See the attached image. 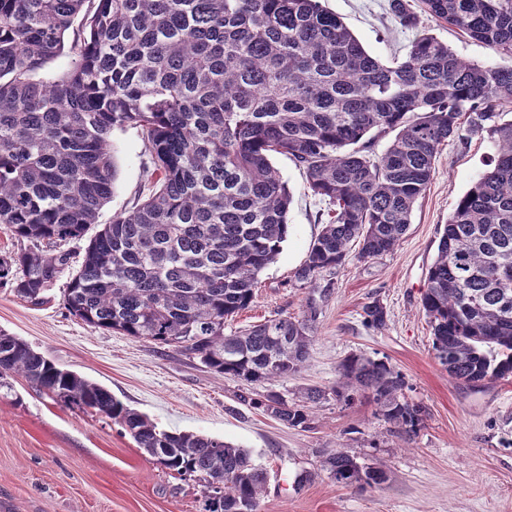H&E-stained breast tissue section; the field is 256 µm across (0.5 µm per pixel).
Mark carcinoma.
<instances>
[{
  "label": "carcinoma",
  "instance_id": "1",
  "mask_svg": "<svg viewBox=\"0 0 512 512\" xmlns=\"http://www.w3.org/2000/svg\"><path fill=\"white\" fill-rule=\"evenodd\" d=\"M389 0L417 30L406 57H373L320 0H0V224L19 243L0 255V285L38 304L71 271L64 305L99 329L176 346L247 383L301 371L318 307L224 333L253 303L262 271L289 232L292 196L270 161L303 168L332 216L294 272L312 285L345 264L392 252L431 180L442 146L487 133L488 169L443 225L421 305L436 357L458 383L512 376V0ZM492 49L501 64L460 58L421 15ZM72 68L37 78L62 53ZM141 129L152 190L112 215L75 256L112 195L110 137ZM393 134L381 153L375 138ZM382 329L378 300L363 307ZM18 374L69 409L103 414L163 468L196 479L204 512H258L269 473L250 451L191 431H167L104 387L63 370L0 330V387ZM388 362L350 355L331 391L290 402L270 389L239 395L290 427L311 405L372 394L408 437L425 409ZM322 468L344 486H379L382 470L342 449ZM221 483L219 498L208 494Z\"/></svg>",
  "mask_w": 512,
  "mask_h": 512
}]
</instances>
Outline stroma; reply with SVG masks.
<instances>
[{"mask_svg": "<svg viewBox=\"0 0 512 512\" xmlns=\"http://www.w3.org/2000/svg\"><path fill=\"white\" fill-rule=\"evenodd\" d=\"M382 62L403 58L415 30L400 26L388 0H322ZM112 196L99 214L107 224L145 196L152 168L139 128L115 129ZM494 152L487 135L442 147L426 192L394 251L374 258L350 250L344 266L315 286L294 280L329 220V206L309 189L302 169L283 155L271 162L292 195L289 234L277 261L261 274L252 305L227 322L234 331L276 315H301L313 290L320 299L314 341L302 372L275 383L286 399L305 388L331 389L347 356L388 361L406 394L425 406L420 431L406 440L380 420L372 398L352 405L328 397L312 408L308 429L290 428L238 401L240 382L206 368L174 346L98 329L64 306L61 276L48 303L34 306L0 287V329L28 342L61 368L109 389L159 428L192 431L248 449L269 480L259 512H512V380L476 387L454 383L436 358L420 305L439 232ZM379 300L383 329H367L363 307ZM0 390V512H204L192 478L156 464L105 416L77 412L37 392L21 376ZM342 448L385 483H336L321 466Z\"/></svg>", "mask_w": 512, "mask_h": 512, "instance_id": "stroma-1", "label": "stroma"}]
</instances>
